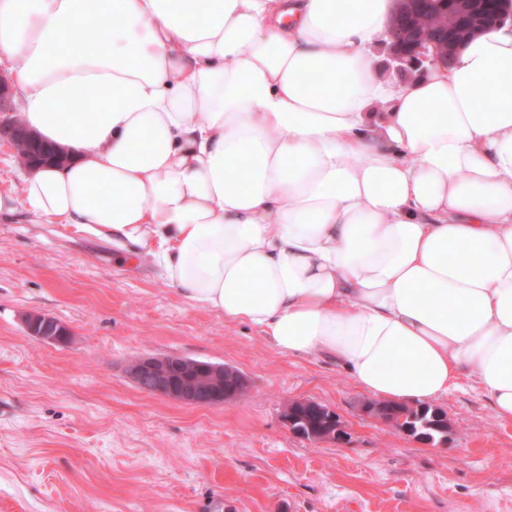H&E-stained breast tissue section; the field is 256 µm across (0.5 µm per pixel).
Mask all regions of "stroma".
I'll return each mask as SVG.
<instances>
[{"label": "stroma", "mask_w": 512, "mask_h": 512, "mask_svg": "<svg viewBox=\"0 0 512 512\" xmlns=\"http://www.w3.org/2000/svg\"><path fill=\"white\" fill-rule=\"evenodd\" d=\"M44 314L66 342L30 336ZM235 367L218 407L140 390L130 362ZM339 366L280 352L187 304L150 258L25 216L0 221V512H512V422L472 381L434 400L447 443L362 413ZM334 412L344 442L289 431L285 406Z\"/></svg>", "instance_id": "stroma-1"}]
</instances>
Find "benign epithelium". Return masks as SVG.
Wrapping results in <instances>:
<instances>
[{
	"label": "benign epithelium",
	"mask_w": 512,
	"mask_h": 512,
	"mask_svg": "<svg viewBox=\"0 0 512 512\" xmlns=\"http://www.w3.org/2000/svg\"><path fill=\"white\" fill-rule=\"evenodd\" d=\"M497 0H395L389 29V48L393 60L406 66L422 59L446 67L470 38L507 21L496 8ZM13 88L0 75V136L14 149L40 145L38 136L14 115ZM65 159L59 150H34L22 165L33 168L42 162ZM29 335L43 342H63L68 329L47 317L39 322L24 320ZM130 376L143 391L181 403L217 406L230 403L246 388L245 376L236 368L208 361L176 356H142L130 366Z\"/></svg>",
	"instance_id": "benign-epithelium-1"
}]
</instances>
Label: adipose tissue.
I'll return each mask as SVG.
<instances>
[{
	"instance_id": "1",
	"label": "adipose tissue",
	"mask_w": 512,
	"mask_h": 512,
	"mask_svg": "<svg viewBox=\"0 0 512 512\" xmlns=\"http://www.w3.org/2000/svg\"><path fill=\"white\" fill-rule=\"evenodd\" d=\"M393 9L0 0L21 119L68 156L0 192V216L154 256L189 304L373 397L470 378L512 421V26L382 79ZM375 53L378 57L379 72L382 75L392 72L401 79H412L425 74L431 67L427 61H424L411 68L400 69L392 62L386 42L377 47Z\"/></svg>"
}]
</instances>
